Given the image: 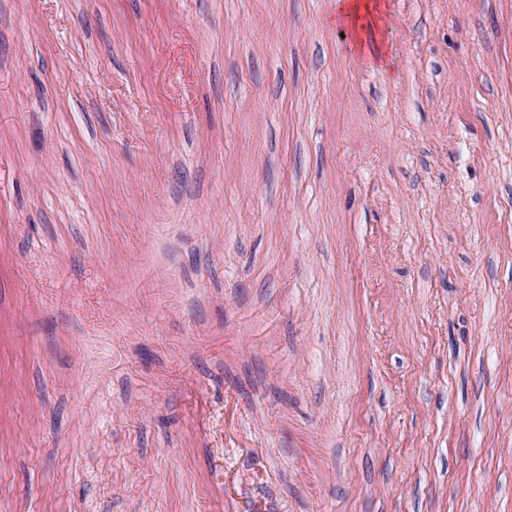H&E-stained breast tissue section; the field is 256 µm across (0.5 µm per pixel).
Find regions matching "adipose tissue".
Here are the masks:
<instances>
[{
  "instance_id": "obj_1",
  "label": "adipose tissue",
  "mask_w": 512,
  "mask_h": 512,
  "mask_svg": "<svg viewBox=\"0 0 512 512\" xmlns=\"http://www.w3.org/2000/svg\"><path fill=\"white\" fill-rule=\"evenodd\" d=\"M336 23L349 31L356 53L368 56L377 64H386L383 41L367 37L368 32L379 33L384 28L380 0H336Z\"/></svg>"
}]
</instances>
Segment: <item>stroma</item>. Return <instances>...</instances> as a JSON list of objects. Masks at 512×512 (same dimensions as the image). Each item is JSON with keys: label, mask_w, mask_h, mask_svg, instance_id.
Wrapping results in <instances>:
<instances>
[{"label": "stroma", "mask_w": 512, "mask_h": 512, "mask_svg": "<svg viewBox=\"0 0 512 512\" xmlns=\"http://www.w3.org/2000/svg\"><path fill=\"white\" fill-rule=\"evenodd\" d=\"M0 0V512H512V0ZM336 24L346 28L351 37L353 50L368 56L379 65L387 63L382 30L384 17L378 0H336ZM378 34V40L367 38L371 30Z\"/></svg>", "instance_id": "35a3bbf8"}]
</instances>
